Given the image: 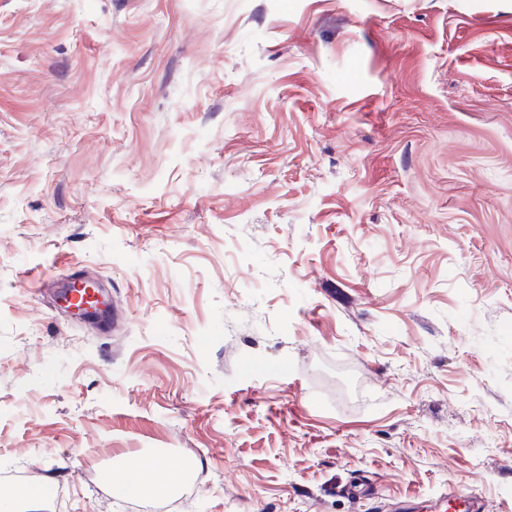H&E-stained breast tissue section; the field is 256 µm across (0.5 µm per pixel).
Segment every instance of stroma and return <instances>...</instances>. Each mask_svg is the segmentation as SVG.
I'll use <instances>...</instances> for the list:
<instances>
[{"label":"stroma","mask_w":512,"mask_h":512,"mask_svg":"<svg viewBox=\"0 0 512 512\" xmlns=\"http://www.w3.org/2000/svg\"><path fill=\"white\" fill-rule=\"evenodd\" d=\"M45 483L512 512V0H0V494ZM128 472L113 478V485L121 493L129 495L162 494L181 477L179 468L140 461L132 462ZM482 505L477 497L464 496L450 491L436 501L431 511L434 512H478Z\"/></svg>","instance_id":"stroma-1"}]
</instances>
